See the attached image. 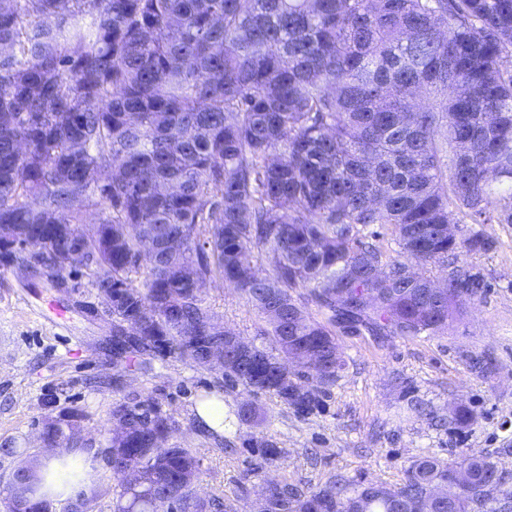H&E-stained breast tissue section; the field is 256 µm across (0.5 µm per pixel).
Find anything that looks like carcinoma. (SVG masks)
Here are the masks:
<instances>
[{"label":"carcinoma","mask_w":512,"mask_h":512,"mask_svg":"<svg viewBox=\"0 0 512 512\" xmlns=\"http://www.w3.org/2000/svg\"><path fill=\"white\" fill-rule=\"evenodd\" d=\"M505 57L512 0H0V224L70 225L47 242L36 233L43 266L92 271V287L121 300L112 337L137 327L140 357L206 367L216 337L198 332L202 293L223 279L272 344L251 346L224 383L304 417L345 368L337 334L430 336L484 293L457 256L492 241L443 225L512 224ZM375 224L395 248L373 242ZM150 231L185 244L152 257ZM435 267L448 268L439 305L425 288ZM287 336L331 360L316 383L289 369ZM111 419L127 424L125 468L151 475L141 494L112 470L114 512H167L172 497L177 512H232L192 490L189 449L155 447L179 427L154 399L117 400ZM79 420L48 416L43 436L75 448ZM451 420L476 416L457 406ZM245 447L265 464L283 455L263 434ZM461 465L470 488L425 504ZM7 487L29 512H94L101 494L75 458L45 474L33 462ZM383 488L274 480L263 512H512V476L489 457L426 455Z\"/></svg>","instance_id":"1"}]
</instances>
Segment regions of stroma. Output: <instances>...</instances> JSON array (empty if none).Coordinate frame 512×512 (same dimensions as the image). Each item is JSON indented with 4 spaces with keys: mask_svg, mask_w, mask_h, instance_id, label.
Masks as SVG:
<instances>
[{
    "mask_svg": "<svg viewBox=\"0 0 512 512\" xmlns=\"http://www.w3.org/2000/svg\"><path fill=\"white\" fill-rule=\"evenodd\" d=\"M482 231L492 249L459 253L458 261L481 271L485 294L433 336H391L380 343L338 336L343 376L323 408L305 418L270 396L225 388L221 372L176 356L113 365L105 350L112 318L87 269L67 275V287L59 289L0 260V444L18 450L0 455V501L18 460L43 455L44 418L74 410L81 438L95 452L90 473L105 490L96 512H113L118 482L98 457L109 437L112 404L147 394L179 423L166 447L191 449L200 461L195 493L228 497L237 512H246L249 498L240 478L257 464L243 442L259 432L284 450L280 461L264 467L265 476L314 486L339 477L394 485L413 460L428 454L445 460L486 455L512 474V224H486ZM203 297L226 326L269 347L261 316L224 280L208 282ZM484 355L498 366L488 378L472 367ZM106 375L119 377L120 386L100 384ZM408 392L428 405L432 417L407 413ZM212 395L223 397L228 412L252 404L258 421L226 426L218 437L208 434L195 410ZM457 403L474 410L472 426L452 423L448 409Z\"/></svg>",
    "mask_w": 512,
    "mask_h": 512,
    "instance_id": "35a3bbf8",
    "label": "stroma"
}]
</instances>
